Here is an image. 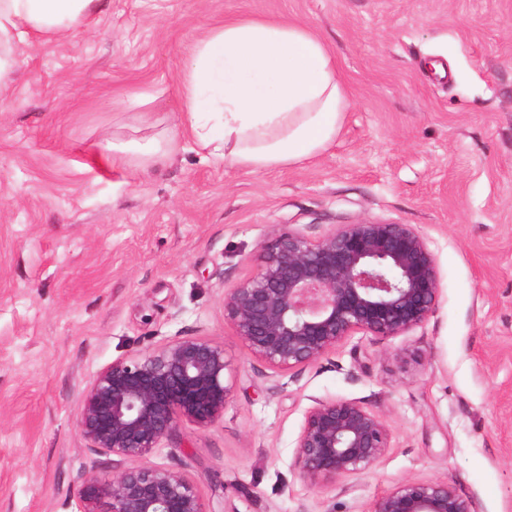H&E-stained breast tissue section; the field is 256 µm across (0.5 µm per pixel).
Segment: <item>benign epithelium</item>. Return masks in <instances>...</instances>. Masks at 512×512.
I'll use <instances>...</instances> for the list:
<instances>
[{
  "label": "benign epithelium",
  "mask_w": 512,
  "mask_h": 512,
  "mask_svg": "<svg viewBox=\"0 0 512 512\" xmlns=\"http://www.w3.org/2000/svg\"><path fill=\"white\" fill-rule=\"evenodd\" d=\"M437 262L410 224H342L318 240L282 229L262 246L251 277L224 294V317L250 353L287 372L314 363L357 333L401 336L435 313ZM224 346L177 336L113 361L88 384L77 415L96 452L130 466L85 480L78 512H206L184 473L147 461L177 423L206 428L231 392ZM389 448L385 423L348 399L315 400L296 444L300 476L318 485L371 469ZM372 512H477L440 481H406Z\"/></svg>",
  "instance_id": "1"
}]
</instances>
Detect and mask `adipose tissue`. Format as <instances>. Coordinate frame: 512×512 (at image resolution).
<instances>
[{"label": "adipose tissue", "mask_w": 512, "mask_h": 512, "mask_svg": "<svg viewBox=\"0 0 512 512\" xmlns=\"http://www.w3.org/2000/svg\"><path fill=\"white\" fill-rule=\"evenodd\" d=\"M111 0H0V92L26 48L94 27ZM181 137L249 171L292 166L336 139L348 103L335 55L305 24L262 17L206 26L177 77Z\"/></svg>", "instance_id": "ef3b65f1"}]
</instances>
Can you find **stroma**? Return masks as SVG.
<instances>
[{"instance_id":"35a3bbf8","label":"stroma","mask_w":512,"mask_h":512,"mask_svg":"<svg viewBox=\"0 0 512 512\" xmlns=\"http://www.w3.org/2000/svg\"><path fill=\"white\" fill-rule=\"evenodd\" d=\"M227 15L299 21L335 54L350 106L317 157L251 172L181 138L176 77ZM24 57L0 93V512H77L88 475L122 470L81 435L83 392L176 336L223 345L231 393L150 460L207 512H372L407 480L512 512V0H112ZM153 136L174 142L160 165L112 151ZM363 220L428 239L433 316L287 372L256 360L225 292L277 228L316 240ZM334 398L378 415L390 446L318 487L296 442L313 400Z\"/></svg>"}]
</instances>
